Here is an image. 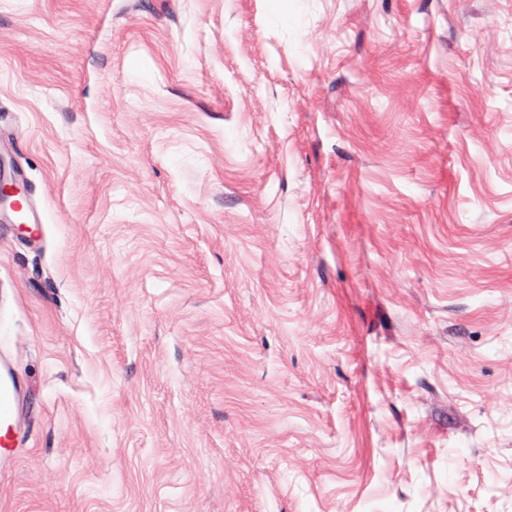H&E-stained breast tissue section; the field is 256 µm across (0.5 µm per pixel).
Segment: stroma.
<instances>
[{"label": "stroma", "mask_w": 512, "mask_h": 512, "mask_svg": "<svg viewBox=\"0 0 512 512\" xmlns=\"http://www.w3.org/2000/svg\"><path fill=\"white\" fill-rule=\"evenodd\" d=\"M0 512H512V0H0ZM25 388L13 372L10 360L0 351V423L6 424V433L0 430V476L6 478L19 457L25 443L12 434L13 420L25 400Z\"/></svg>", "instance_id": "obj_1"}]
</instances>
